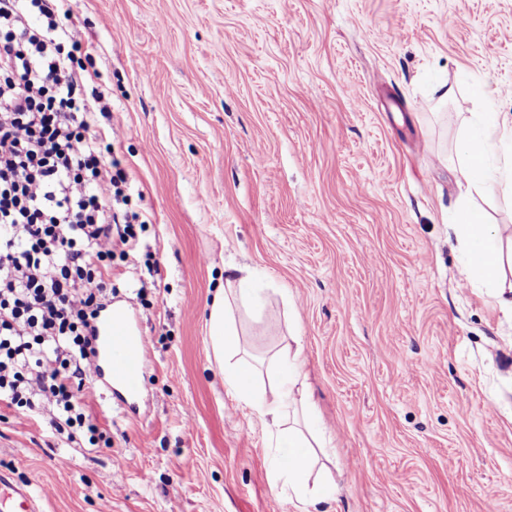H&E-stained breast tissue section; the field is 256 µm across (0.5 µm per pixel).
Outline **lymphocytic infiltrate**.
Here are the masks:
<instances>
[{
    "mask_svg": "<svg viewBox=\"0 0 512 512\" xmlns=\"http://www.w3.org/2000/svg\"><path fill=\"white\" fill-rule=\"evenodd\" d=\"M67 0H0V405L58 433L98 428L79 402L91 322L112 261L140 247L119 159L103 162L109 109L87 87Z\"/></svg>",
    "mask_w": 512,
    "mask_h": 512,
    "instance_id": "f902f5d3",
    "label": "lymphocytic infiltrate"
}]
</instances>
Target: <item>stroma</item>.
<instances>
[{
  "mask_svg": "<svg viewBox=\"0 0 512 512\" xmlns=\"http://www.w3.org/2000/svg\"><path fill=\"white\" fill-rule=\"evenodd\" d=\"M112 152L159 262L115 263L147 338L132 411L89 381L111 446L0 406V471L42 512H512V318L467 283L460 203L512 242V184L467 194L459 147L512 165V0H70ZM265 373L296 333L336 487L272 485L276 430L208 358L224 269Z\"/></svg>",
  "mask_w": 512,
  "mask_h": 512,
  "instance_id": "obj_1",
  "label": "stroma"
}]
</instances>
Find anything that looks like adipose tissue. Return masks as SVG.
Segmentation results:
<instances>
[{"instance_id": "ef3b65f1", "label": "adipose tissue", "mask_w": 512, "mask_h": 512, "mask_svg": "<svg viewBox=\"0 0 512 512\" xmlns=\"http://www.w3.org/2000/svg\"><path fill=\"white\" fill-rule=\"evenodd\" d=\"M494 133V126H486L481 136L464 139L460 145L461 171L469 188H480L493 177L486 158ZM453 230L467 248L464 271L468 280H480L495 287L500 309L512 314V294L505 290V271L512 269V246L503 247L492 225L475 209H460ZM250 278L247 268L225 267L224 282L217 288L209 308V348L225 377L233 381L240 401L270 421L279 433V445L286 453L272 470L273 480L288 485L298 501L308 504L331 486L332 479L313 478L310 458L320 442L291 425L290 417L298 414L307 422L316 416L317 408L302 379L301 349L286 346L274 355L273 363L280 377L262 393L255 390L252 371L239 360L242 346L236 313L251 302Z\"/></svg>"}]
</instances>
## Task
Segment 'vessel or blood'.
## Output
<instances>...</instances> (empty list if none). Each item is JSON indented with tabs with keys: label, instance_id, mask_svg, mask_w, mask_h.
<instances>
[{
	"label": "vessel or blood",
	"instance_id": "obj_1",
	"mask_svg": "<svg viewBox=\"0 0 512 512\" xmlns=\"http://www.w3.org/2000/svg\"><path fill=\"white\" fill-rule=\"evenodd\" d=\"M96 353L106 362L108 389L119 400L136 399L141 390V376L147 358V343L132 315L113 309L95 323ZM16 501L17 512H38L35 497L15 487L6 474L0 473V510L7 501Z\"/></svg>",
	"mask_w": 512,
	"mask_h": 512
}]
</instances>
